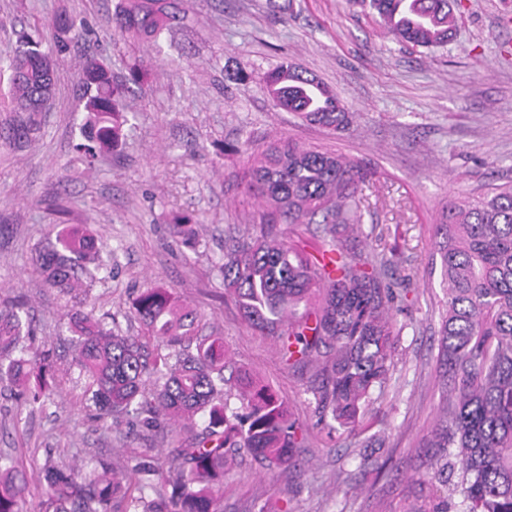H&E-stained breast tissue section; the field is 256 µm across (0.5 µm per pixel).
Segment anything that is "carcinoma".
<instances>
[{"label": "carcinoma", "mask_w": 512, "mask_h": 512, "mask_svg": "<svg viewBox=\"0 0 512 512\" xmlns=\"http://www.w3.org/2000/svg\"><path fill=\"white\" fill-rule=\"evenodd\" d=\"M186 0H121L115 25L122 39L140 46L159 38L187 13ZM387 33L419 47L446 44L456 27L452 0H370ZM56 54L41 51L30 34L17 40L9 64L7 97L0 112H13L4 143L27 138L37 126L38 105H49L57 73L76 19L58 16ZM263 83L276 107L332 132L346 131L351 117L317 78L286 61L267 71ZM85 111L94 120L76 145L87 166L112 152L121 138L128 87L89 58L82 68ZM246 193L266 206L253 231L229 236L218 270L224 288L251 327L280 336L283 358L297 366L322 361L314 387L319 419L353 428L372 391L392 365L398 294L382 284L392 260L375 252L349 253L337 234L359 223L358 189L369 175L340 155L301 146L286 137L261 148L247 147ZM322 217V245L334 254L333 268L305 247L287 241L282 224ZM176 240H192L191 220L170 225ZM440 265L447 301L441 313L438 361L448 393L432 430L431 447L441 482L459 497L460 512H512V185L493 187L476 198L448 203L436 225L431 265ZM40 271L52 288L84 306L81 278L108 272L102 248L85 224L64 227L40 255ZM143 335L126 336L103 317L75 314L77 363L85 393L103 419L119 428L130 415L147 414L164 429L198 413L204 432L176 450L175 477L154 484L156 468L141 461L119 477L96 469L48 464L43 512H119L136 484L157 497L131 502L134 512H222L228 453L244 450L272 471L297 466L299 427L285 402L249 371L230 366L224 337L196 335L201 317L163 288L135 301ZM30 335L22 305L0 306V378L7 377L30 406L53 394L54 365L47 354L20 347ZM239 406H230V399ZM30 478L0 463V512H25ZM448 496V497H450ZM448 497L412 504L406 512H448Z\"/></svg>", "instance_id": "carcinoma-1"}]
</instances>
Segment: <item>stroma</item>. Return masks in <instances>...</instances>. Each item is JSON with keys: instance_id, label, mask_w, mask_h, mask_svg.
I'll return each mask as SVG.
<instances>
[{"instance_id": "35a3bbf8", "label": "stroma", "mask_w": 512, "mask_h": 512, "mask_svg": "<svg viewBox=\"0 0 512 512\" xmlns=\"http://www.w3.org/2000/svg\"><path fill=\"white\" fill-rule=\"evenodd\" d=\"M119 0H0V66L17 37L55 49L52 22L85 24L58 71L49 108L26 142L0 145V305L22 300L33 333L29 352H49L57 388L43 408L16 401L0 382V454L27 473L46 463L114 473L151 455L171 471L175 434L135 421L113 429L86 408L67 296L37 269L53 224H86L104 244L110 277L88 283L95 315L139 335L134 302L164 288L202 315L234 361L285 400L303 430L299 468L264 469L248 453L224 473L222 512H400L409 499L446 495L428 445L445 399L438 370L441 275L428 265L436 224L449 200L512 182V0H455V37L427 50L384 34L367 0H193L187 19L158 42L129 48L112 18ZM95 57L130 84L123 135L112 155L87 167L74 146L87 114L78 72ZM324 83L352 114L332 133L275 107L262 75L281 61ZM361 162V220L342 241L352 252H385L384 283L400 292L393 321L394 365L356 431L330 428L315 411L316 368L291 367L277 337L254 332L225 292L216 264L224 234L258 223L260 209L240 182L238 145L277 136ZM196 223V239L175 241L168 226Z\"/></svg>"}]
</instances>
